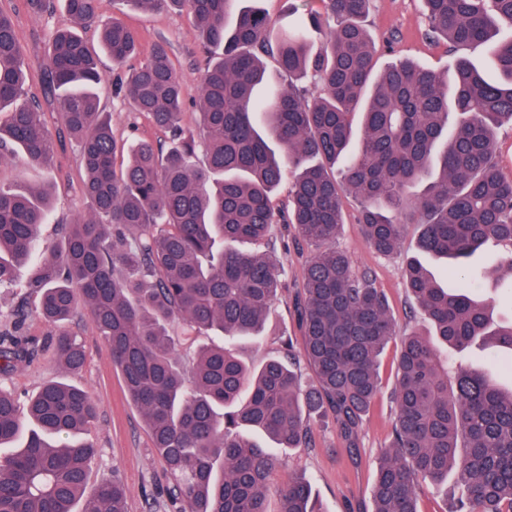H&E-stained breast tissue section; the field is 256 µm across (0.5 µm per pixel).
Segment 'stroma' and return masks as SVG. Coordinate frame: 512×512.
<instances>
[{"mask_svg": "<svg viewBox=\"0 0 512 512\" xmlns=\"http://www.w3.org/2000/svg\"><path fill=\"white\" fill-rule=\"evenodd\" d=\"M100 7L106 16L121 13L125 24L136 32L139 59H146L157 41L163 39L169 43L171 62L187 100L183 123L187 129H195V103L205 68V54L195 37L192 16L178 11L145 13L131 7L123 9L115 0H100ZM0 12L13 17L31 70L29 90L34 96H42V66L50 52L49 35L54 29L69 25L70 19L59 8L42 19H35L25 0H0ZM366 27L375 43L379 66L408 60L440 73L450 69L456 58L446 43L426 38L423 0H372ZM103 68L107 75L98 86L97 94L111 114L115 137L128 142L140 138L159 139L160 134L150 121L123 96L115 94L111 62H104ZM81 179L80 159L71 142L64 143L59 151V161L52 169L32 167L19 158L0 163V182L49 189L51 220L41 228V245L48 250L57 247L62 225L89 210L88 200L81 190ZM343 209L345 222L340 228L338 243L350 254L356 270L370 275L377 287L384 291L401 332L429 334L431 326L424 317L413 318L408 314L411 300L402 278L405 258L418 254L415 228H408L405 233L400 254L383 257L373 253L363 239L356 221L357 200L345 196ZM271 246L286 254L281 296L269 310L261 336L233 345L236 356L253 366L280 355L284 338L296 342L301 339L292 297L299 284L302 260L296 253L293 236L277 232L271 241L248 242L244 248L262 252ZM27 281L28 275L23 272L11 286L0 288V315L8 316L18 304H25L28 315L24 333L35 342L37 354L27 366L0 376V388L12 392L22 405L44 383L64 377L89 391L100 405L98 418L81 434L82 440L91 443L95 449L92 481L114 475L121 477L126 487L127 512H172L166 495V466L152 446L142 413L127 398L122 376L113 368L87 312L79 311L72 325L84 346L85 364L80 372L69 376L56 361L48 329L37 313L39 296L28 288ZM398 348V342H391L381 360V391L362 428L358 460L350 461L342 438L332 426L312 424L311 447L276 451L279 464L271 476L269 512H277L279 491L295 478L306 479L311 484L324 512H370L373 482L382 452L389 442L390 393L396 380ZM447 355L449 368H479L502 388L512 387V373L505 367L507 355L498 348L478 342L462 351L448 349Z\"/></svg>", "mask_w": 512, "mask_h": 512, "instance_id": "35a3bbf8", "label": "stroma"}]
</instances>
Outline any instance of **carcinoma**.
I'll return each instance as SVG.
<instances>
[{"mask_svg": "<svg viewBox=\"0 0 512 512\" xmlns=\"http://www.w3.org/2000/svg\"><path fill=\"white\" fill-rule=\"evenodd\" d=\"M242 2L123 0L143 11L187 10L207 67L198 138L182 126L185 98L166 42L117 76V91L164 135L132 145L119 172L111 119L95 93L98 55L79 30L99 28L116 66L137 52L132 31L103 17L99 0H62L72 26L52 32L47 110L27 98L24 50L0 13V160L19 155L49 167L72 139L91 202L62 227V252L46 254L39 235L49 191L0 185V287L31 265L28 286L40 293L39 315L68 373L85 354L66 323L86 309L167 466L177 512H268L277 457L240 429L308 448L309 420L329 418L356 447L380 390V358L399 335L384 295L336 246L341 199L352 195L376 253H396L414 224L419 252L459 261L453 288L415 257L403 266L440 344L415 332L401 341L371 512H420L421 484L441 487L450 472L462 493L449 512H512V390L475 368L448 377L440 349L491 340L512 353V322L499 324L491 305L472 297L477 272L467 264L480 247L496 248L494 272L512 292V176L496 155L497 130L512 125V37L497 39L512 30V0H424L428 38L485 45L493 58L488 71L460 56L446 74L408 61L376 71L363 25L371 0H320L322 11L299 16L298 32L275 40L267 15ZM266 57L288 86L261 97ZM288 176L282 208L275 191ZM277 224L307 248L293 298L301 354L315 374L306 389L293 343L257 370L228 347L260 335L281 288L275 252L234 244L263 239ZM24 316L17 309L13 327L0 330V375L35 356ZM172 323L183 334L170 335ZM210 332L224 345L200 348L186 377L181 346ZM98 411L87 390L56 380L31 397L26 421L0 389V512H75L83 498V512H126L119 480L87 491L95 450L75 436ZM279 512H321L311 484L288 485Z\"/></svg>", "mask_w": 512, "mask_h": 512, "instance_id": "carcinoma-1", "label": "carcinoma"}]
</instances>
